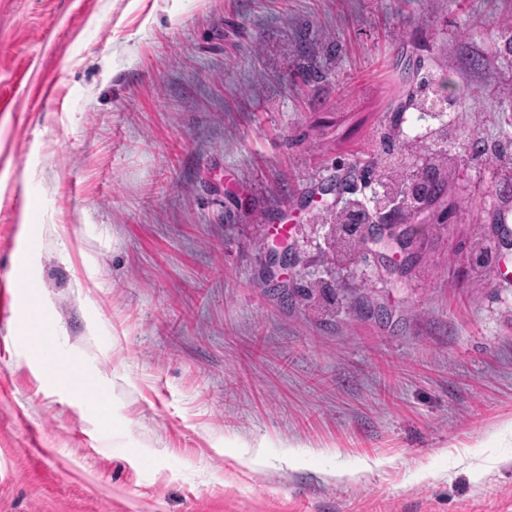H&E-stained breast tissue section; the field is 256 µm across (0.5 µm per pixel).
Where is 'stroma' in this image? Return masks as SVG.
<instances>
[{
    "mask_svg": "<svg viewBox=\"0 0 512 512\" xmlns=\"http://www.w3.org/2000/svg\"><path fill=\"white\" fill-rule=\"evenodd\" d=\"M512 0H0V285L27 278L111 425L0 318V512H512ZM448 80L419 260L327 262L404 103ZM292 249L281 301L264 278ZM486 264H476L477 251ZM382 306L386 319L366 313Z\"/></svg>",
    "mask_w": 512,
    "mask_h": 512,
    "instance_id": "35a3bbf8",
    "label": "stroma"
}]
</instances>
